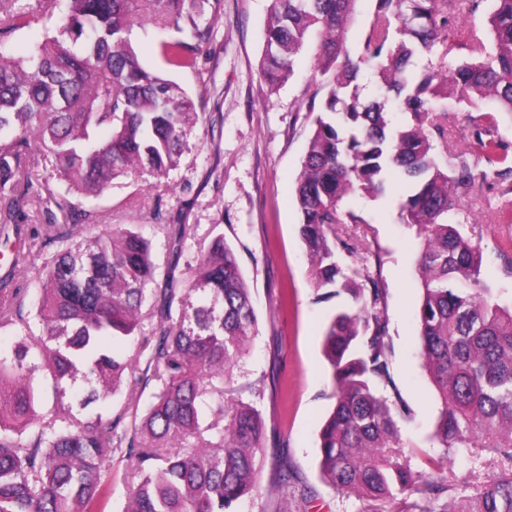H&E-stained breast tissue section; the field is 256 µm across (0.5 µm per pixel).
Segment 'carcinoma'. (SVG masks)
Here are the masks:
<instances>
[{"instance_id": "obj_1", "label": "carcinoma", "mask_w": 512, "mask_h": 512, "mask_svg": "<svg viewBox=\"0 0 512 512\" xmlns=\"http://www.w3.org/2000/svg\"><path fill=\"white\" fill-rule=\"evenodd\" d=\"M357 2L272 0L260 65L274 90L313 40V66L334 70L295 181L320 297L349 300L324 334L334 404L318 435L320 472L332 487L375 501L403 495L407 512H512V303L481 277V251L457 208L458 196L492 177L503 221L512 223V147L498 137L499 115L512 116V0H373L353 58L347 32ZM484 3L485 28L468 21L448 38V14L467 19ZM220 4L67 0L56 34L27 57L0 53V244L11 250L10 269L27 260L33 140L58 183L56 191L40 188L61 197L70 220L46 228L51 250L31 308L0 282V331L14 337L11 349L0 348V512H106L105 463L121 422L112 419V399L130 379L154 383L155 392L119 436L123 512H242L265 481V418L225 388L259 320L224 233L213 225L208 245L186 261L183 285L170 269L159 288L141 227L102 224L83 204L128 175L177 169L197 123L187 93L140 63L133 27L187 28L202 42L211 36L202 18ZM57 6L0 0V37ZM196 52L180 40L159 45L162 62L175 69L198 71ZM364 64L400 99L402 123L392 122L387 100L361 98ZM461 103L484 109L473 132L484 170L448 141V112ZM389 169L414 180L400 220L419 240L420 354L440 402L432 439L445 458L490 448L503 464L484 477L475 508L429 506L453 484L412 469L400 453L403 405L386 395L395 384L384 288L368 268L346 270L338 260L356 251L336 226L366 223L344 198L377 199ZM156 229L184 254L186 225ZM146 315L159 318L150 332ZM291 480L278 464L265 482L273 492Z\"/></svg>"}]
</instances>
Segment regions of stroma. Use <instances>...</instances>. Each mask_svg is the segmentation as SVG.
I'll return each mask as SVG.
<instances>
[{
    "label": "stroma",
    "mask_w": 512,
    "mask_h": 512,
    "mask_svg": "<svg viewBox=\"0 0 512 512\" xmlns=\"http://www.w3.org/2000/svg\"><path fill=\"white\" fill-rule=\"evenodd\" d=\"M270 5L271 0H222L193 72L166 69L157 55L159 41L174 38V31L150 23L134 29L131 39L142 63L183 87L199 119L189 151L169 177L120 180L93 204L102 223L143 225L161 259L167 256V242L154 225L189 224L199 240L209 238L213 225H221L259 316V334L230 388L262 409L267 461L284 463L298 476L283 493V507L303 512L302 491L308 488L316 496L312 512H372V501L346 496L320 475L318 433L332 392L322 341L330 316L345 300L317 298L294 187L311 129L308 109L321 103L325 77L313 70L308 47L297 56L293 76L278 89L261 80L258 68ZM408 191L397 180L376 200L345 199V207L367 223L343 224L339 230L353 246L367 251L371 271L387 291L392 376L411 409L410 417L398 422L402 453L412 469L424 470L428 458L440 454L431 440L440 403L418 355V240L401 223L398 209ZM497 196V187L486 182L460 197L459 206L468 218L465 230L482 252L483 278L512 291V280L502 277L503 259L512 257V224L499 223ZM367 225L373 237H364ZM275 361L280 371L273 393L260 378ZM479 454L477 478L469 477L470 466L463 460L444 464L454 488L447 498L434 500L438 512L449 500L477 501L481 476L500 471L494 452L483 448Z\"/></svg>",
    "instance_id": "1"
}]
</instances>
